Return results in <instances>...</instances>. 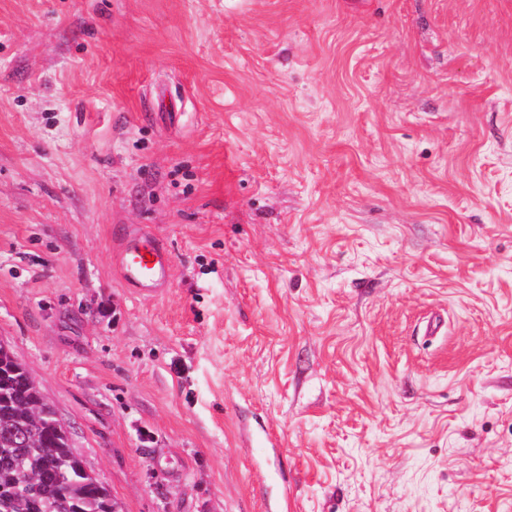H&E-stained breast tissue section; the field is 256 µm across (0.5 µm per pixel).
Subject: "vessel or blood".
Masks as SVG:
<instances>
[{"instance_id": "1", "label": "vessel or blood", "mask_w": 512, "mask_h": 512, "mask_svg": "<svg viewBox=\"0 0 512 512\" xmlns=\"http://www.w3.org/2000/svg\"><path fill=\"white\" fill-rule=\"evenodd\" d=\"M118 265L124 278L144 292H155L171 276V259L168 251L147 242L131 241L120 237Z\"/></svg>"}]
</instances>
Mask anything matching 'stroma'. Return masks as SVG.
<instances>
[{
    "label": "stroma",
    "instance_id": "35a3bbf8",
    "mask_svg": "<svg viewBox=\"0 0 512 512\" xmlns=\"http://www.w3.org/2000/svg\"><path fill=\"white\" fill-rule=\"evenodd\" d=\"M0 341L121 512H512V0H0ZM118 265L124 278L140 291L156 292L171 276L168 251L147 242L131 241L123 234L119 238ZM151 256V259L147 258Z\"/></svg>",
    "mask_w": 512,
    "mask_h": 512
}]
</instances>
